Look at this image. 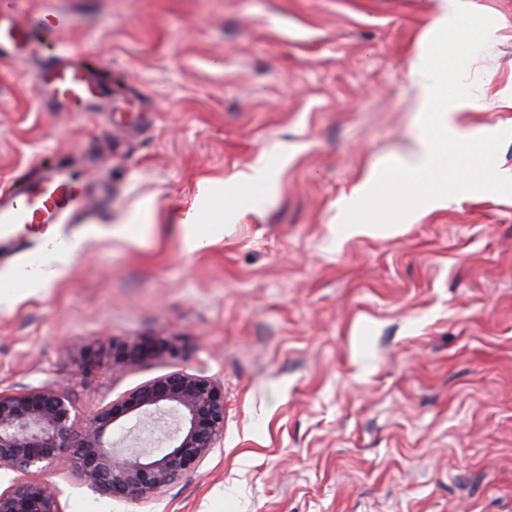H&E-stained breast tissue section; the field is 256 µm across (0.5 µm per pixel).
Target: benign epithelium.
Segmentation results:
<instances>
[{"instance_id":"benign-epithelium-1","label":"benign epithelium","mask_w":512,"mask_h":512,"mask_svg":"<svg viewBox=\"0 0 512 512\" xmlns=\"http://www.w3.org/2000/svg\"><path fill=\"white\" fill-rule=\"evenodd\" d=\"M166 352L176 345L151 338L112 340V366L119 367ZM66 394L52 385L0 390V469L25 475L65 458L87 484L112 498L149 500L181 476L196 470L224 435V387L201 372L176 369L126 393L77 428ZM151 432L166 417L167 449L156 452L125 429L131 417ZM0 512H61L56 486L16 481L0 489Z\"/></svg>"}]
</instances>
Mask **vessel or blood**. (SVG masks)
Wrapping results in <instances>:
<instances>
[{
  "instance_id": "1",
  "label": "vessel or blood",
  "mask_w": 512,
  "mask_h": 512,
  "mask_svg": "<svg viewBox=\"0 0 512 512\" xmlns=\"http://www.w3.org/2000/svg\"><path fill=\"white\" fill-rule=\"evenodd\" d=\"M25 30L0 22V55L15 51L26 42ZM38 97L71 109L87 108L94 94V82L72 56L61 58L44 73L36 87ZM91 194L71 183L59 169L42 171L20 189L0 191V238L19 227H53L72 223L76 211H89Z\"/></svg>"
}]
</instances>
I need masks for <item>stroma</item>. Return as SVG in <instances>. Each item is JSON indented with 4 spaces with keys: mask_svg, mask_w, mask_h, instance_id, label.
Instances as JSON below:
<instances>
[{
    "mask_svg": "<svg viewBox=\"0 0 512 512\" xmlns=\"http://www.w3.org/2000/svg\"><path fill=\"white\" fill-rule=\"evenodd\" d=\"M470 2L494 20L457 115L477 138L512 130V0ZM441 8L15 0L35 39L0 57V187L62 164L101 201L0 258V389L61 385L82 421L176 368L224 387L196 471L135 501L63 461L40 475L61 512H512V196L340 227L370 166L413 158ZM62 55L106 90L84 111L35 96ZM52 240L73 252L32 289ZM149 337L177 357L113 366Z\"/></svg>",
    "mask_w": 512,
    "mask_h": 512,
    "instance_id": "stroma-1",
    "label": "stroma"
}]
</instances>
